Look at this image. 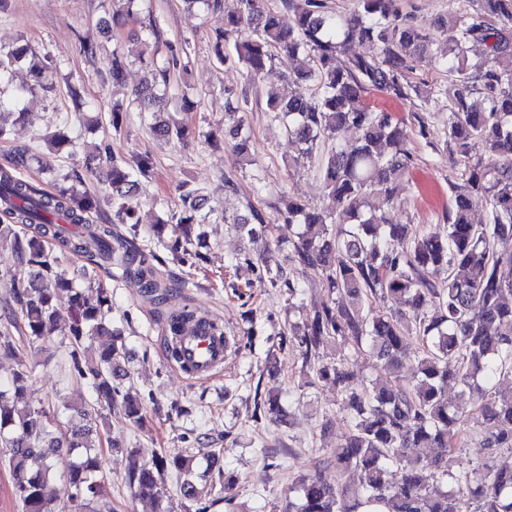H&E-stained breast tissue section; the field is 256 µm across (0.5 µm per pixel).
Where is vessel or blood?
<instances>
[{
  "mask_svg": "<svg viewBox=\"0 0 512 512\" xmlns=\"http://www.w3.org/2000/svg\"><path fill=\"white\" fill-rule=\"evenodd\" d=\"M168 343L179 352L178 367L195 377L222 366L230 348L223 327L204 317L188 324L179 335L169 336Z\"/></svg>",
  "mask_w": 512,
  "mask_h": 512,
  "instance_id": "vessel-or-blood-1",
  "label": "vessel or blood"
}]
</instances>
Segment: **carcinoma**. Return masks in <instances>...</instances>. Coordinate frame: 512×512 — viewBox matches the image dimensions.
<instances>
[{"label": "carcinoma", "instance_id": "obj_1", "mask_svg": "<svg viewBox=\"0 0 512 512\" xmlns=\"http://www.w3.org/2000/svg\"><path fill=\"white\" fill-rule=\"evenodd\" d=\"M139 0H112V24L123 25L136 16ZM471 12H456L434 22L442 42L430 28L401 13L399 0H356L349 13L328 8L325 0H238V8L224 14V28L215 32L213 52L221 65L260 74L279 49L304 54L311 65L291 79L311 84V97L296 91L288 97L275 89L266 93L274 120L282 123L298 147L299 160L315 159L322 143L330 148L318 158L324 201L311 204L281 196L278 218L297 224L288 259L313 271L333 296L320 307L307 309L304 285L288 276L284 265L261 245L254 259L272 288L288 289V304L299 313L289 324L290 338L302 351L305 366L317 365L316 375L343 392L342 410L350 431L336 447L333 464L340 479L331 485L318 476L299 481V502L288 501V512H359L366 502L385 505L386 512H448V498L461 502L464 512H512V390L490 391L495 377L512 372V279L501 274L512 267V252L496 243L512 240V0H476ZM355 41L378 45L373 56L353 55ZM480 43L485 52L472 62L468 45ZM440 51L448 68L444 94L450 102L447 142L449 153L462 167L460 181L449 185L444 229L394 224L388 211L398 200V181L409 173L412 155L407 148L403 120L371 103L373 91L398 99L424 97L411 81L415 65L432 49ZM29 60L28 80L12 86L14 66ZM141 62L152 67L154 81L134 92L132 104L142 112H161L169 89L171 67L178 56L162 61L146 50ZM126 55L112 50L108 77L112 85L125 82ZM53 65L22 42L0 46V112L16 108L24 97L52 89ZM194 102L181 91L183 117L154 121L149 128L166 143L187 137L186 114ZM241 103H229L224 135L237 154L254 164L250 137L242 133ZM362 132L355 143L340 139L342 131ZM47 141L56 150L74 153L77 143L67 127ZM498 163L484 165L482 154ZM31 149H15L8 168H0V241L10 240L19 253V266L6 273L12 282V303L0 322V359L13 358L7 389H0V458L8 460L15 497L23 512H49L60 491L54 478L56 448L85 449L70 464L63 488L77 503L78 512H101L102 485L97 479L98 454L88 438L98 432L97 418L83 407L73 408L82 423L56 435L55 416L32 397L31 368L17 359L22 343H37L57 328L69 338V366L78 378L91 382L95 404L102 410L121 408L127 419H143L140 401L122 393L115 383L125 346L121 332L110 328L112 295L102 288L78 286L57 270L55 249L76 253L92 269H122L125 276L149 292L157 290L154 269L139 259L132 245L123 252L111 246L112 225L127 224L138 235V178L148 176L151 159L135 154L119 158L108 146L96 147L92 161L107 163L110 191L78 190L80 177L55 176L54 192L20 177ZM484 197L489 219H470L472 198ZM181 206L154 225L157 242L177 262L197 258L192 250L194 225L202 223L208 198L185 184ZM251 217H224L249 240L265 241L271 232L262 212ZM443 274L429 280L424 271ZM70 293V310L63 315L57 295ZM390 301L389 309L375 310L370 300ZM110 336L96 359L86 356L83 341ZM421 341L415 364L407 358L410 340ZM352 343L366 353L377 370L390 380L358 386V374L342 360L324 361L331 342ZM413 368L416 382L400 381V372ZM476 395L470 418L477 438L474 447L485 462L470 471L455 469L452 449L462 443V409L448 399V385ZM434 448L432 455L423 453ZM191 458L163 456L132 462L128 482L135 493L158 503L167 498L165 475L172 469L190 474ZM403 472L401 482L390 481L391 469ZM434 483H429L427 475Z\"/></svg>", "mask_w": 512, "mask_h": 512}]
</instances>
